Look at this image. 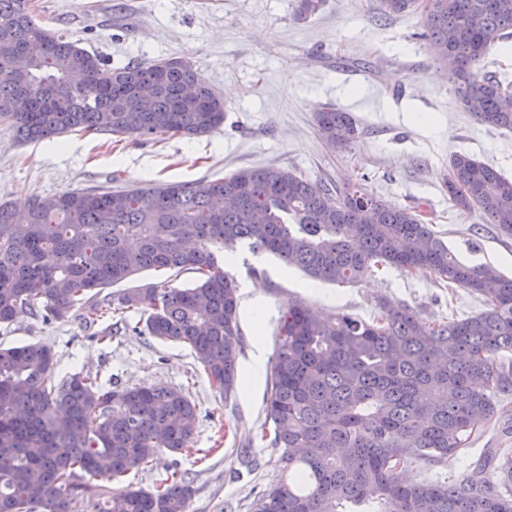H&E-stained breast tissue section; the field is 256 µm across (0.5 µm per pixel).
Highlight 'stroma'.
<instances>
[{
	"label": "stroma",
	"mask_w": 512,
	"mask_h": 512,
	"mask_svg": "<svg viewBox=\"0 0 512 512\" xmlns=\"http://www.w3.org/2000/svg\"><path fill=\"white\" fill-rule=\"evenodd\" d=\"M46 28L101 54L110 66L183 56L224 100L220 130L197 137L137 140L72 133L23 144L0 124V201L24 206L65 190H121L217 179L242 168L285 166L316 180L359 183L368 194L407 206L427 203L454 253L512 275V239L499 237L473 212L451 209L442 190L448 158L467 152L512 180V132L478 123L452 90L446 68L421 39L422 13L378 20L372 0H327L315 19L295 18L297 0H32ZM351 112L360 137L347 146L323 140L316 114L326 105ZM242 298L266 309L255 323L240 307L241 375L230 397L210 384L189 346L132 331L139 313L114 326L72 318L44 322L31 314L0 325V348L39 343L61 375L92 373L119 385H163L190 392L198 408L193 453H165L132 470L113 490L153 489L167 469L187 474L189 512H253L279 479L280 451L260 438L265 378H250L254 355L271 359L274 320L300 300L322 315L370 318L383 298L439 319L479 312L466 289L449 290L429 273L386 268L354 286H310L270 254L239 249L229 268ZM110 339H101L103 331Z\"/></svg>",
	"instance_id": "obj_1"
}]
</instances>
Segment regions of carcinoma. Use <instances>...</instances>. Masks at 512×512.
Listing matches in <instances>:
<instances>
[{
	"instance_id": "obj_1",
	"label": "carcinoma",
	"mask_w": 512,
	"mask_h": 512,
	"mask_svg": "<svg viewBox=\"0 0 512 512\" xmlns=\"http://www.w3.org/2000/svg\"><path fill=\"white\" fill-rule=\"evenodd\" d=\"M325 0H299L312 19ZM417 0H376L390 19ZM423 26L464 108L512 131V82L479 75L478 62L512 40V0H432ZM26 77L12 74L16 55ZM224 100L180 57L108 67L95 52L40 25L30 0H0V123L26 142L72 132L116 137L210 134ZM323 139L348 145L355 119L329 105ZM448 203L512 237V181L466 152L448 160ZM267 252L313 282L355 285L380 267L430 273L477 295L483 309L427 320L379 302L371 320L324 318L301 302L275 323V355L261 438L280 450L282 475L254 512H512V454L488 448L455 479L411 480L467 447L479 420L499 422L512 395V276L457 258L423 206H397L359 189L333 188L280 166L214 180L77 190L37 196L24 210L0 202V324L20 309L46 320L138 310L142 332L185 343L228 398L242 352L238 283L225 267L237 250ZM149 269L199 275L99 291ZM197 405L165 386L105 385L59 377L51 352L0 349V512H187L191 482L173 473L153 490L119 493L111 481L167 450L191 446Z\"/></svg>"
}]
</instances>
